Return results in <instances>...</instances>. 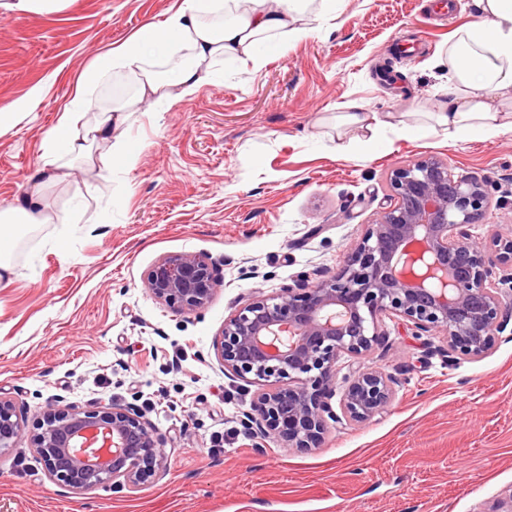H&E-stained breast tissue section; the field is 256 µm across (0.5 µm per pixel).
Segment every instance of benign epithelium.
Returning <instances> with one entry per match:
<instances>
[{
	"label": "benign epithelium",
	"mask_w": 512,
	"mask_h": 512,
	"mask_svg": "<svg viewBox=\"0 0 512 512\" xmlns=\"http://www.w3.org/2000/svg\"><path fill=\"white\" fill-rule=\"evenodd\" d=\"M391 203L365 226L334 270L316 267L272 294L256 288L224 319L212 349L224 375L260 387L243 414L249 434L309 452L328 421L362 423L383 414L400 380L380 368L340 374L381 344L386 321L417 338L437 336L445 362L483 359L512 321V237L475 233L489 204V181L456 177L435 157L389 175ZM224 287L206 254L166 256L142 288L179 314L206 308ZM337 406H332L331 401ZM24 420L0 398V453L13 447ZM33 448L49 476L86 492L112 482L138 486L168 459L162 434L134 406L83 411L47 405Z\"/></svg>",
	"instance_id": "7a95c632"
}]
</instances>
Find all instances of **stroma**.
I'll list each match as a JSON object with an SVG mask.
<instances>
[{"instance_id":"stroma-1","label":"stroma","mask_w":512,"mask_h":512,"mask_svg":"<svg viewBox=\"0 0 512 512\" xmlns=\"http://www.w3.org/2000/svg\"><path fill=\"white\" fill-rule=\"evenodd\" d=\"M435 0H341L335 19L273 49L259 70L206 64L190 98L151 102L130 134L131 166L101 145L45 200L61 224L18 227L0 284V397L27 425L0 454V512H491L512 487V339L450 366L439 338L389 325L358 365L406 370L391 406L332 422L317 450L256 444L241 424L256 388L225 376L212 341L253 289L336 269L390 203L392 168L434 156L456 175L491 177L479 235L512 236V130L449 139L430 115L448 102L453 33L476 18ZM177 0H70L42 15L0 11V207L24 196L43 140L95 58ZM391 129L387 152L339 124L349 105ZM205 253L224 286L182 315L141 286L162 257ZM81 410L136 404L164 436L166 469L135 488L78 493L54 481L32 422L54 400Z\"/></svg>"}]
</instances>
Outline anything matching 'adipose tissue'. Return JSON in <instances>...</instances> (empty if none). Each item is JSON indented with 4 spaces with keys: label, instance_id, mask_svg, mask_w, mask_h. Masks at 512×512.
Instances as JSON below:
<instances>
[{
    "label": "adipose tissue",
    "instance_id": "ef3b65f1",
    "mask_svg": "<svg viewBox=\"0 0 512 512\" xmlns=\"http://www.w3.org/2000/svg\"><path fill=\"white\" fill-rule=\"evenodd\" d=\"M340 0H231L223 16L207 19L202 0H181L163 30L148 24L127 41L100 55L85 74L58 123L48 131L43 165L30 179V189L17 203L0 208V283L7 281L8 256L20 224H57L61 218L44 203L48 185L68 180L74 164L94 165L93 149L101 143L112 154L129 158L126 148L132 116L145 101L170 103L191 97L205 81L202 64L230 58L255 68L265 64L262 46L274 38L300 35L306 13L331 19ZM477 19L457 30L448 46V68L454 80L451 100L435 122L449 137L466 140L499 133L506 114L487 102L490 93L512 96V0H475ZM179 47L187 58L175 75L154 71L155 48ZM115 70L133 76L135 88L119 105L97 115L86 109L87 90Z\"/></svg>",
    "mask_w": 512,
    "mask_h": 512
}]
</instances>
